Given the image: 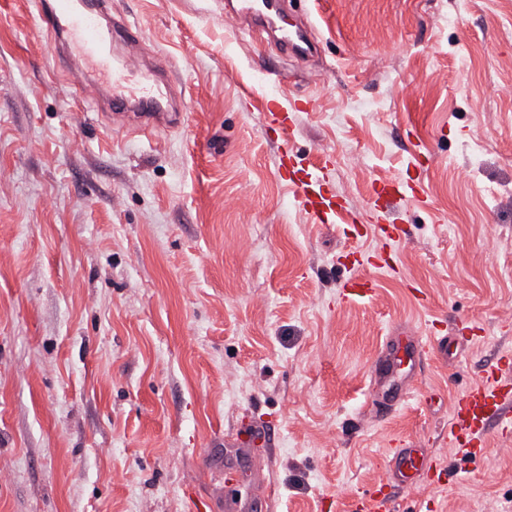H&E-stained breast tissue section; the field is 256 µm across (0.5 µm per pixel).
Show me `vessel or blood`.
Here are the masks:
<instances>
[{
    "mask_svg": "<svg viewBox=\"0 0 512 512\" xmlns=\"http://www.w3.org/2000/svg\"><path fill=\"white\" fill-rule=\"evenodd\" d=\"M284 0H236L235 12L260 18L266 25L275 26L282 16ZM111 0H41L39 16L54 39L74 36L81 53L93 59L112 89V109L116 112L135 110L150 113L153 120L173 121L177 109L174 97L166 91L131 86L128 76L132 61L111 59L106 51L112 39H126L128 28L121 20L102 27L99 17L111 12ZM279 44L284 51L298 56L310 54L315 41L307 28L295 27L282 31ZM277 164L288 174L295 199L305 207L312 219L331 224L345 218L344 209L335 196L324 187L326 174L318 168L296 166L288 151H281ZM416 347H404L402 352L385 350L377 366L379 376L393 372L398 362H415ZM448 445L455 458L482 464L489 456L491 432L512 427V357L503 355L481 382L468 385L457 397L449 411ZM430 457L420 448L397 449L389 460L394 481L406 484L416 474L431 470Z\"/></svg>",
    "mask_w": 512,
    "mask_h": 512,
    "instance_id": "1",
    "label": "vessel or blood"
}]
</instances>
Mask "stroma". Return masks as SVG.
<instances>
[{"mask_svg":"<svg viewBox=\"0 0 512 512\" xmlns=\"http://www.w3.org/2000/svg\"><path fill=\"white\" fill-rule=\"evenodd\" d=\"M224 0H112L166 62L177 125L142 127L66 67L34 0H0V512H512V428L492 467L438 483L450 403L512 354V0H297L317 55L281 53ZM327 164L352 215L313 223L276 166ZM397 183V196L379 186ZM374 283L345 301L354 274ZM408 327L423 371L377 384ZM407 402L385 420L373 399ZM255 427L253 468L228 437ZM426 449L396 484L387 462ZM432 467L433 462L423 448H399L389 460L391 477L402 484H409L416 474Z\"/></svg>","mask_w":512,"mask_h":512,"instance_id":"1","label":"stroma"}]
</instances>
